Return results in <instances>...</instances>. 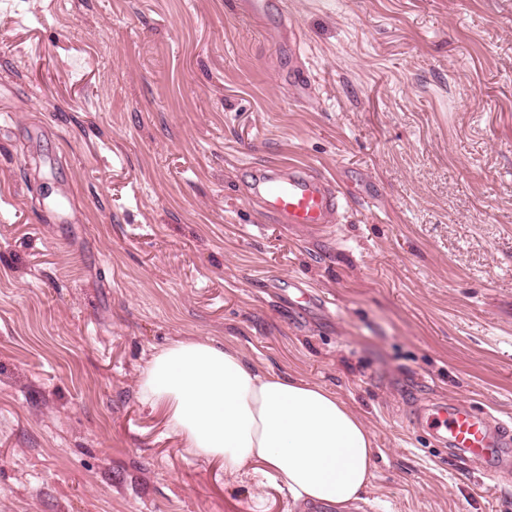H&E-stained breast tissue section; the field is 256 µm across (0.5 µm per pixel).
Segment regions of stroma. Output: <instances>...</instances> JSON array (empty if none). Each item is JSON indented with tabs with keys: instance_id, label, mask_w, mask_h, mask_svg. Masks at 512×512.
<instances>
[{
	"instance_id": "obj_1",
	"label": "stroma",
	"mask_w": 512,
	"mask_h": 512,
	"mask_svg": "<svg viewBox=\"0 0 512 512\" xmlns=\"http://www.w3.org/2000/svg\"><path fill=\"white\" fill-rule=\"evenodd\" d=\"M289 162L341 185L331 231L248 197L241 167ZM291 276L328 312L293 316ZM200 336L364 418L363 512H512L411 424L512 427V0H0V512H298L139 402ZM235 4L245 15L260 20L285 14L284 0H236Z\"/></svg>"
}]
</instances>
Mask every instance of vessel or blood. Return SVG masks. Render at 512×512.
I'll return each instance as SVG.
<instances>
[{
    "label": "vessel or blood",
    "mask_w": 512,
    "mask_h": 512,
    "mask_svg": "<svg viewBox=\"0 0 512 512\" xmlns=\"http://www.w3.org/2000/svg\"><path fill=\"white\" fill-rule=\"evenodd\" d=\"M236 6L260 20L285 13L284 0H236ZM252 187L260 205L281 223L328 228L341 219L344 193L340 184L304 167L288 164L255 169ZM416 418L426 422L449 450L481 469L483 478L497 483L512 476V459L504 455L512 433L504 431L490 414L462 401H440L426 405Z\"/></svg>",
    "instance_id": "vessel-or-blood-1"
}]
</instances>
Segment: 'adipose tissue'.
I'll list each match as a JSON object with an SVG mask.
<instances>
[{
	"label": "adipose tissue",
	"instance_id": "obj_1",
	"mask_svg": "<svg viewBox=\"0 0 512 512\" xmlns=\"http://www.w3.org/2000/svg\"><path fill=\"white\" fill-rule=\"evenodd\" d=\"M143 405L163 409L188 452L226 474L281 480L296 503L360 512L375 469L373 435L324 386L262 371L208 337L176 338L141 372Z\"/></svg>",
	"mask_w": 512,
	"mask_h": 512
}]
</instances>
